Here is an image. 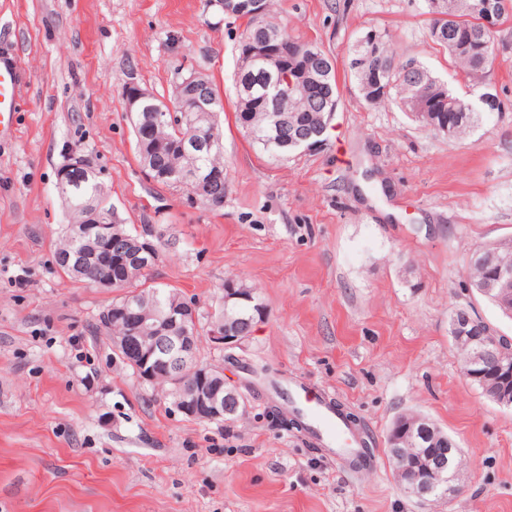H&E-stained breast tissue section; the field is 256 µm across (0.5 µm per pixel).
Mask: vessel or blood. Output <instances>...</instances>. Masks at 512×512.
<instances>
[{"label": "vessel or blood", "instance_id": "vessel-or-blood-1", "mask_svg": "<svg viewBox=\"0 0 512 512\" xmlns=\"http://www.w3.org/2000/svg\"><path fill=\"white\" fill-rule=\"evenodd\" d=\"M19 93V64L16 59L0 54V138L13 135L15 131ZM288 394L293 404L303 412L323 447L331 449L335 456L354 461L355 474L373 473V466L362 464V449L330 399L309 396L298 382L292 383Z\"/></svg>", "mask_w": 512, "mask_h": 512}]
</instances>
